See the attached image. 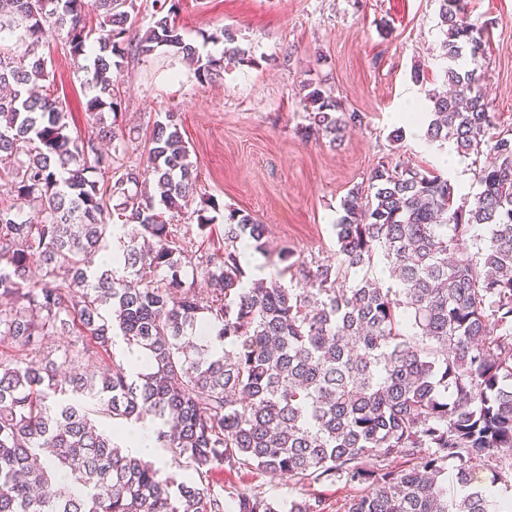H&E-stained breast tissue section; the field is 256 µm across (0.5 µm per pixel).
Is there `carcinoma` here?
<instances>
[{
    "label": "carcinoma",
    "mask_w": 512,
    "mask_h": 512,
    "mask_svg": "<svg viewBox=\"0 0 512 512\" xmlns=\"http://www.w3.org/2000/svg\"><path fill=\"white\" fill-rule=\"evenodd\" d=\"M439 2L450 92L428 95L426 136L491 156L479 191L458 202L440 175L380 165L341 201L336 262L278 249L289 286L241 264L238 244L264 252L268 234L241 209L224 213L220 255L175 241L170 217L196 218L202 236L214 221L192 208L176 113L155 122L144 168L99 147L116 140L112 71L128 54L219 76L223 58L176 25L178 0H153L135 41L137 0H96L93 27L84 0H0V342L14 348L0 352V512H229L208 482L216 466L361 487L344 512H512V137L496 132L478 73L486 26L467 0ZM60 35L94 90L83 138L59 97L36 90L50 81L39 49ZM300 90L305 137L334 142L362 123L321 85ZM379 261L389 277L373 274ZM72 333L61 361L45 356L46 340ZM118 338L145 368L112 356ZM147 421L177 473L115 443L117 427ZM399 455L411 465H391ZM495 455L502 474L476 483ZM236 507L324 512L316 496L259 491Z\"/></svg>",
    "instance_id": "obj_1"
}]
</instances>
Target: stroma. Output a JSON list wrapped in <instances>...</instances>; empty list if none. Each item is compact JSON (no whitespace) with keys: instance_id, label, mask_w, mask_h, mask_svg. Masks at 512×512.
<instances>
[{"instance_id":"1","label":"stroma","mask_w":512,"mask_h":512,"mask_svg":"<svg viewBox=\"0 0 512 512\" xmlns=\"http://www.w3.org/2000/svg\"><path fill=\"white\" fill-rule=\"evenodd\" d=\"M471 18L491 22L481 60L483 86L499 129H512V0H471ZM438 0H179L176 22L186 41L227 27L249 51L220 78L199 83L193 70L160 56L124 61L115 91L123 121L115 133L127 165L145 163L144 140L164 112L179 115L197 176V199L214 198L268 228L269 253L255 272L280 277L276 250L289 246L307 260L336 257L333 223L349 190L384 163L405 161L446 177L461 194L476 193L487 155L461 157L450 145L430 146L390 132L409 102L443 91ZM54 92L68 109L69 132L87 136L91 91L61 43L45 49ZM331 90L343 109L361 113L342 141L306 140L300 80ZM209 481L232 497L257 490L272 499L316 495L325 512H343L352 493L343 483L303 485L283 475L214 468Z\"/></svg>"}]
</instances>
